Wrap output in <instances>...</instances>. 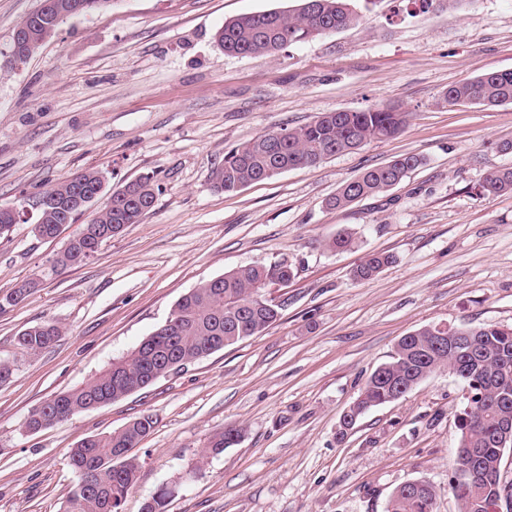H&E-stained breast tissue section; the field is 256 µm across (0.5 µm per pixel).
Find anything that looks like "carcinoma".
Masks as SVG:
<instances>
[{"label": "carcinoma", "instance_id": "carcinoma-1", "mask_svg": "<svg viewBox=\"0 0 512 512\" xmlns=\"http://www.w3.org/2000/svg\"><path fill=\"white\" fill-rule=\"evenodd\" d=\"M359 21L352 0H302L295 12L265 11L241 15L224 22L218 42L231 55H271L283 46L349 27ZM61 20L50 10L37 9L22 24L29 27L37 44L57 31ZM442 102L450 106L468 103L494 107L512 103V70L491 71L448 87ZM407 113L395 108L372 106L362 111L323 113L304 126L283 127L258 134L224 155V163L212 172L214 186L233 193L255 182L268 180L298 167L316 166L343 152L353 151L374 140L398 135ZM424 163L417 154H404L384 165L365 169L343 184L328 201L345 208L374 197L399 184ZM484 196L493 198L512 193V167L487 173L481 185ZM49 196L36 211L34 232L47 239L72 224L83 208L78 197H102L103 176L88 168L65 177L43 191ZM155 203L154 177L143 175L112 191L107 202L83 224L60 251L55 264L80 266L98 248L112 239V230L136 224ZM390 262V256L370 254L359 264L354 276L369 279ZM293 276L285 262L245 265L201 282L176 304L166 322L144 339L127 356L115 361L91 382L62 393L38 406L27 420L29 432L47 429L59 421L86 410L111 403L147 387L169 371L206 355L256 336L279 316V305L257 290L286 283ZM31 289L25 282L0 298V310L22 301ZM452 331L471 338L474 351L460 347L448 352L436 347L438 329L424 325L402 337L390 359L367 378L350 405L359 418L368 410L404 397L415 386L440 370L458 371V380L473 398L466 401L458 417L459 441L456 456L474 453L472 462L478 479L465 486L450 484L459 512H512V483L501 474L504 452L512 448V327L484 325L454 327ZM62 328L44 321L22 330L17 348L36 356L52 346ZM153 428L149 417H140L124 428L83 439L70 452V464L78 484L66 501L64 512H122L133 487L138 463L128 456ZM242 429L226 427L212 436L207 452L220 454L236 444ZM437 492L429 483L412 489L402 485L392 492L387 512H435ZM169 491L162 489L144 503L142 512H166Z\"/></svg>", "mask_w": 512, "mask_h": 512}]
</instances>
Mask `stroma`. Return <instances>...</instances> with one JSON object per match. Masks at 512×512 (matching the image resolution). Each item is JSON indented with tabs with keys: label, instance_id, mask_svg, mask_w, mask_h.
<instances>
[{
	"label": "stroma",
	"instance_id": "obj_1",
	"mask_svg": "<svg viewBox=\"0 0 512 512\" xmlns=\"http://www.w3.org/2000/svg\"><path fill=\"white\" fill-rule=\"evenodd\" d=\"M40 0H0V205L86 168L114 190L155 180L153 209L79 267L54 259L80 214L53 239L33 223L0 238V512H62L78 482L69 460L82 439L153 420L131 448L139 464L123 512L161 488L166 512H386L416 479L458 512L453 475L463 385L440 371L338 438L343 412L398 340L429 324L512 326V193L486 198L487 172L512 167V104L449 106L448 86L512 68V0H357L358 23L272 56L224 53L226 20L294 10L298 0H113L64 20L26 61L17 25ZM378 105L408 115L400 134L238 192L214 188L226 152L263 131L325 112ZM407 153L425 159L400 185L345 209L327 199L366 168ZM343 228L353 247L327 246ZM369 253L392 261L353 277ZM290 264L270 286L281 306L259 335L187 364L148 387L36 433L42 402L125 357L204 280L247 264ZM45 320L64 333L29 358L19 332ZM242 428L212 455L209 438Z\"/></svg>",
	"mask_w": 512,
	"mask_h": 512
}]
</instances>
